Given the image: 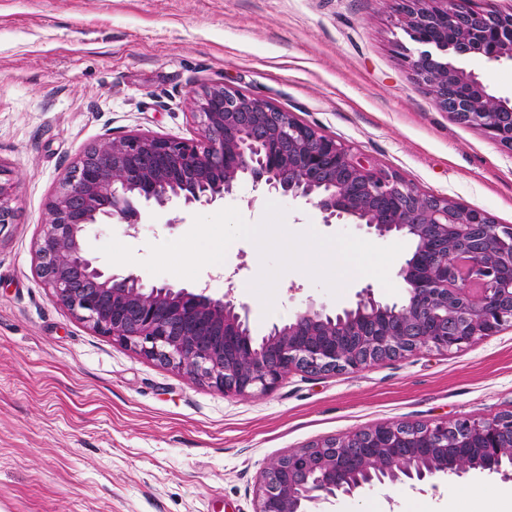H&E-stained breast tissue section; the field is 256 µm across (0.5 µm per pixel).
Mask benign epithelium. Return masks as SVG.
<instances>
[{
  "label": "benign epithelium",
  "instance_id": "obj_1",
  "mask_svg": "<svg viewBox=\"0 0 512 512\" xmlns=\"http://www.w3.org/2000/svg\"><path fill=\"white\" fill-rule=\"evenodd\" d=\"M398 10L417 45L408 66L435 105L512 151V99L457 65L472 55L512 60V13H480L471 0H398ZM189 98L194 138L107 133L48 201L36 256L53 302L226 395L266 393L293 369L354 373L422 350L461 351L512 328L511 224L376 173L336 139L237 88L201 85ZM243 181L315 207L328 226L408 240L397 272L402 300H380L369 285L341 308L309 297L257 339L233 284L220 296L207 287L148 286L134 273L103 270L84 250L94 224L134 230L144 206L213 203ZM11 196L0 183V224L14 216ZM511 447L512 412L381 424L277 455L259 475L255 512H314L376 485L415 488L474 471L511 479L512 456L503 453Z\"/></svg>",
  "mask_w": 512,
  "mask_h": 512
}]
</instances>
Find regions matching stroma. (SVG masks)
<instances>
[{"label":"stroma","instance_id":"1","mask_svg":"<svg viewBox=\"0 0 512 512\" xmlns=\"http://www.w3.org/2000/svg\"><path fill=\"white\" fill-rule=\"evenodd\" d=\"M396 0H0V177L14 223L0 226V512H254L269 460L392 421L512 411V330L446 355L418 352L357 373L293 372L262 395H224L90 329L49 297L35 242L68 168L105 133L190 139L189 90L214 81L291 112L371 168L512 224V153L438 109L405 62L415 45ZM512 97V60L463 63ZM267 197L250 183L211 204L142 212L137 231L94 226L90 255L117 239L122 273L178 288L233 277L255 335L305 299L353 301L370 277L330 294L284 273L272 312L249 289L255 244L229 246L197 280L151 275V245L195 216L234 207L251 224ZM294 233H341L314 207L282 197ZM319 512H512V480L474 473L434 486L378 485Z\"/></svg>","mask_w":512,"mask_h":512}]
</instances>
